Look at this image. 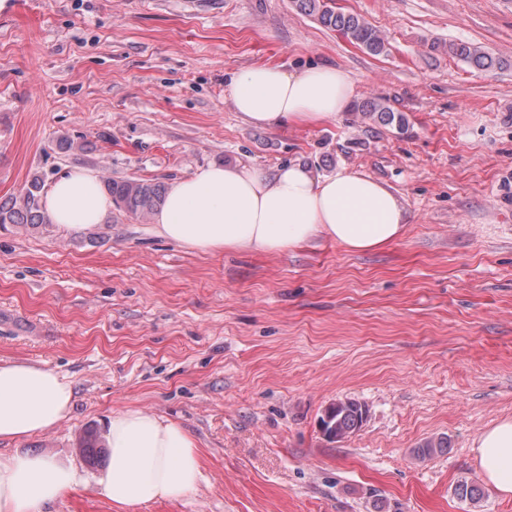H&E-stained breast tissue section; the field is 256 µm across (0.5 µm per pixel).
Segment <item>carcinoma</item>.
Listing matches in <instances>:
<instances>
[{
	"instance_id": "obj_1",
	"label": "carcinoma",
	"mask_w": 512,
	"mask_h": 512,
	"mask_svg": "<svg viewBox=\"0 0 512 512\" xmlns=\"http://www.w3.org/2000/svg\"><path fill=\"white\" fill-rule=\"evenodd\" d=\"M296 7L313 17L321 25L339 33L350 43L365 49L373 56L385 52V42L379 32L355 13H347L330 5V0H294ZM448 53L464 61L478 71H487L502 64L499 58L483 52L466 42L452 43ZM365 117L382 126L403 129L405 119L380 100L365 101L360 106ZM104 187L116 208L125 213L143 218L156 212L164 199L166 187L153 179H112L105 180ZM45 193L44 179L37 175L28 180L17 195L0 199V226L12 224L22 228H38L50 223L42 198ZM368 410L355 400L346 399L327 409V418L322 420L326 427L327 439L340 442L358 432L366 423ZM80 451L91 461L97 459L105 448L101 436L94 429L88 430L79 442ZM449 448L448 439L430 438L419 444L417 455L431 456ZM455 495L464 501L476 503L483 495L482 489L467 481L455 487Z\"/></svg>"
}]
</instances>
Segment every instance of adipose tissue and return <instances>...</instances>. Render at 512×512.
<instances>
[{"instance_id":"1","label":"adipose tissue","mask_w":512,"mask_h":512,"mask_svg":"<svg viewBox=\"0 0 512 512\" xmlns=\"http://www.w3.org/2000/svg\"><path fill=\"white\" fill-rule=\"evenodd\" d=\"M244 122L256 127L336 119L354 99L349 74L330 66L288 72L251 65L224 84ZM44 207L63 228L102 223L112 207L98 172L74 168L46 191ZM158 232L201 251L279 253L317 237L352 252L400 240L407 215L400 197L360 170L315 174L299 163L265 173L248 165H211L174 180L154 215ZM71 384L55 371L17 362L0 365V441H20L67 420ZM108 461L96 485L113 505L134 508L192 495L201 478L197 444L180 424L141 409L113 413ZM474 451L485 481L512 497V419L485 429ZM78 481L74 468L42 454L0 455V512H40Z\"/></svg>"}]
</instances>
